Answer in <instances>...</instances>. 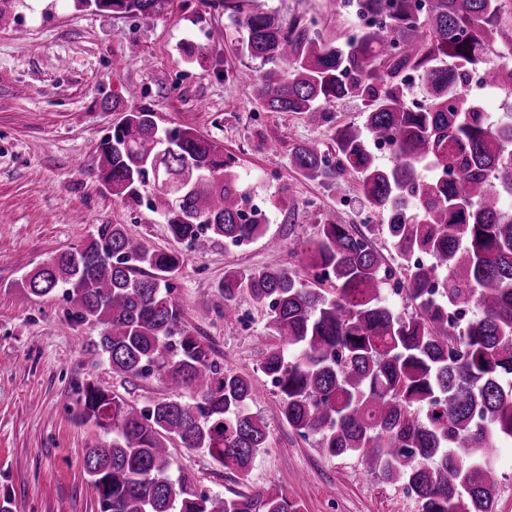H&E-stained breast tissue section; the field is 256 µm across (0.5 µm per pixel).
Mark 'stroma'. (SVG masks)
Returning a JSON list of instances; mask_svg holds the SVG:
<instances>
[{
	"mask_svg": "<svg viewBox=\"0 0 512 512\" xmlns=\"http://www.w3.org/2000/svg\"><path fill=\"white\" fill-rule=\"evenodd\" d=\"M244 7L339 45L354 31L342 0H244ZM14 15L0 27V214L7 217L0 224V492L9 491L12 512H99L84 458L103 433L77 418V385L95 383L137 407L171 393L157 379L113 373L90 355L99 331L67 320L63 292L36 298L22 286L31 270L82 244L100 224L125 225L148 247L182 253V321L211 342L225 370L251 379L250 409L267 425L268 445L247 477L225 471L204 451L178 446L172 475H187L212 495L275 488L303 512H418L415 497L384 483L360 456H324L314 439L288 426L260 368L273 343L265 306L240 293V318L227 323L210 303L212 286L232 267L285 266L308 277L298 252L319 225L378 223L356 174L326 187L290 164L298 144L334 148L337 129L362 123V101L331 103L319 126L267 111L252 82L234 76L260 64L241 55V34L224 0H170L150 18L100 13L79 0H16ZM186 46L195 48L197 62L184 57ZM112 96L150 108L160 127L217 140L235 158L244 187L270 203L285 199V211H271L266 237L230 249L219 240L199 252L175 241L147 205L105 190L99 146L122 118L102 106ZM271 238L277 247L268 246Z\"/></svg>",
	"mask_w": 512,
	"mask_h": 512,
	"instance_id": "35a3bbf8",
	"label": "stroma"
}]
</instances>
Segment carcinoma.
I'll return each mask as SVG.
<instances>
[{"instance_id":"cac0c4a2","label":"carcinoma","mask_w":512,"mask_h":512,"mask_svg":"<svg viewBox=\"0 0 512 512\" xmlns=\"http://www.w3.org/2000/svg\"><path fill=\"white\" fill-rule=\"evenodd\" d=\"M169 0H95L100 12L151 17ZM382 22L347 45L291 37L264 12L230 6L243 53L265 70L252 76L270 112H294L316 125L325 106L365 103L360 126L336 131L335 155L296 146L291 164L305 179L331 185L358 176L362 195L383 219L363 232L321 224L302 250L313 272L281 266L233 268L211 290L215 312L236 317L246 290L267 305L276 340L261 363L281 412L328 457L356 454L384 482L414 493L419 512H495L496 470L483 459L512 441V117L488 122L466 90L477 72L512 89V23L503 0H364ZM423 77L424 96H406L404 74ZM102 106L122 120L100 145L104 188L147 202L173 239L197 250L266 235L269 214L245 212L249 191L224 146L189 128L159 127L146 107ZM393 145L388 166L372 144ZM427 160L433 174L416 167ZM388 236L395 270L373 245ZM429 253L431 267L412 262ZM184 260L153 249L122 224H99L83 245L55 255L25 278L41 298L63 289L68 321L100 328L91 354L112 372L155 376L179 390L141 408L86 383L78 415L110 436L88 449L85 470L101 512H301L281 490L210 495L171 475L174 443L200 449L245 476L267 446L264 421L250 411L253 384L223 370L211 345L182 324L175 289ZM403 276L414 312H396L385 290ZM481 316L448 319V305Z\"/></svg>"}]
</instances>
